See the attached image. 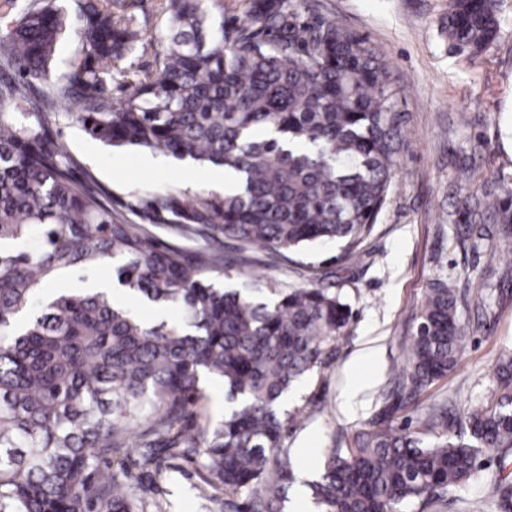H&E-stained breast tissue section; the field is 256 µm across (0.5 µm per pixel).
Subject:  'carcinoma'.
I'll list each match as a JSON object with an SVG mask.
<instances>
[{
    "mask_svg": "<svg viewBox=\"0 0 512 512\" xmlns=\"http://www.w3.org/2000/svg\"><path fill=\"white\" fill-rule=\"evenodd\" d=\"M132 0H0V512H143L136 485L112 459L142 449L193 453L199 497L240 500V512H283L293 478L283 404L326 367L352 321L342 291L219 287L230 267L203 248L191 260L138 224L112 216L101 193L72 177L46 116L70 118L112 147L164 149L222 167L241 185L184 205L150 206L185 232L253 253H303L332 242L353 259L385 209L403 148L405 117L383 54L306 0H248L224 19V0H165V51L149 70L118 63L150 36ZM448 39L476 56L499 36L495 0H448ZM80 54L55 68L67 33ZM127 95L116 104L108 86ZM463 241L477 249L512 236V187L467 197ZM78 267H108L122 291L173 316L149 322L88 288H60ZM455 281L429 288L397 372L388 411L452 371L470 326ZM496 401L448 435L434 406L419 430L382 417L330 451L311 482L321 512H401L442 502L481 477L480 457L512 453V352L494 369ZM219 382L229 410L189 433ZM496 512H512V481L484 478Z\"/></svg>",
    "mask_w": 512,
    "mask_h": 512,
    "instance_id": "1",
    "label": "carcinoma"
}]
</instances>
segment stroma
I'll use <instances>...</instances> for the list:
<instances>
[{
    "label": "stroma",
    "instance_id": "stroma-1",
    "mask_svg": "<svg viewBox=\"0 0 512 512\" xmlns=\"http://www.w3.org/2000/svg\"><path fill=\"white\" fill-rule=\"evenodd\" d=\"M161 0H135L137 21L156 34L153 46L127 55L125 67H153L164 47ZM500 36L472 57L448 41V0H310L312 13L333 18L379 45L392 71L400 107L406 115L404 149L392 193L372 235L356 261L336 263L335 248L318 249L309 262L323 265L330 280L343 289L355 314L334 359L321 373L301 382L289 409L310 405L311 413L290 423L284 445L294 477H317L331 448L349 446L355 432L379 417L390 381L406 362L412 330L435 280L461 283L459 315L473 333L458 366L436 381L419 400L395 412L390 423L406 426L432 406L445 405L453 422L471 410L490 405L497 357L512 350V240L473 249L458 236L456 210L463 197L493 183L512 182V0H498ZM51 139L68 146L72 175L101 189L105 206L131 224L143 225L165 244L192 256L202 246L236 255L233 241L183 237L149 211L153 194L176 190L182 203L196 194L223 195L224 183L213 167L179 161L162 151L112 148L86 134L66 108L50 114ZM473 170L469 183L456 180L459 161ZM496 254V269L487 279L469 278L485 264L486 251ZM309 274L276 255L259 253L247 266L229 270L228 286L266 288L302 286ZM362 391L351 410L343 393L352 382ZM112 469L138 484L145 512H231L198 497L197 466L188 457L159 454L143 467L138 449L115 458Z\"/></svg>",
    "mask_w": 512,
    "mask_h": 512
}]
</instances>
